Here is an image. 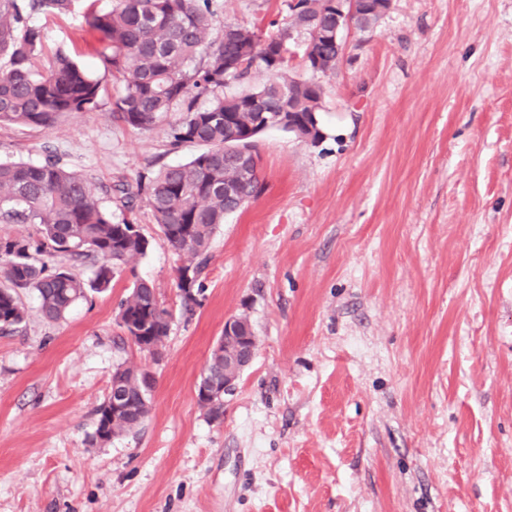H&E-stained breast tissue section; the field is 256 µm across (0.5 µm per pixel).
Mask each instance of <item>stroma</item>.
<instances>
[{
	"mask_svg": "<svg viewBox=\"0 0 512 512\" xmlns=\"http://www.w3.org/2000/svg\"><path fill=\"white\" fill-rule=\"evenodd\" d=\"M223 3L245 25L288 13ZM111 5L36 16V69L95 65L84 14ZM345 38L321 139L259 135L264 191L218 229L193 314L144 205L150 247L108 290L59 322L23 292L25 326L0 336V512H512V0H393ZM50 151L102 197L197 149L106 107L0 127V161ZM136 278L173 314L158 359L119 343ZM239 315L258 348L214 421L196 380ZM122 363L154 372L152 409L102 445Z\"/></svg>",
	"mask_w": 512,
	"mask_h": 512,
	"instance_id": "1",
	"label": "stroma"
}]
</instances>
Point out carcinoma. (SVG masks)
Here are the masks:
<instances>
[{"mask_svg":"<svg viewBox=\"0 0 512 512\" xmlns=\"http://www.w3.org/2000/svg\"><path fill=\"white\" fill-rule=\"evenodd\" d=\"M76 0H0V125L50 129L66 114L97 112L104 102L100 78L69 55L58 52L46 71L33 59L42 48L41 28L33 22L45 12L66 13ZM310 8L287 15L277 30L263 35L258 27L224 21L214 27L217 0H112L105 12L84 15L99 33L95 57L112 76L111 112L126 125L147 130L172 112L170 145H197L202 150L185 163L164 166L131 184L119 182L113 196L123 212L139 203L148 206L155 224L181 264L177 277L185 312L193 311L200 278L211 258V247L224 218L264 190L260 176L237 177L224 147L239 144L244 120L274 119L288 113V94L320 108L323 88L318 78L337 67L336 47L313 30L335 22L329 0H308ZM303 35L309 49L324 60L321 71L302 79L289 73L282 54L288 30ZM270 75L261 87L232 92L252 69ZM236 185V196H224V182ZM0 223L34 224L38 236L0 238V335L26 323L20 292L39 298L42 316L57 321L90 291L109 288L115 276L149 248L135 220L118 221L82 175L47 155L39 164L0 161ZM81 261L92 268L87 280L73 275L61 260ZM173 315L161 303L156 288L135 279L120 302L119 324L134 327L136 345L163 347ZM134 400L132 410L112 415V394L96 409L95 437L105 443L115 435L138 429L149 415V393L139 371L122 373ZM209 417L224 416L219 398H197Z\"/></svg>","mask_w":512,"mask_h":512,"instance_id":"1","label":"carcinoma"}]
</instances>
